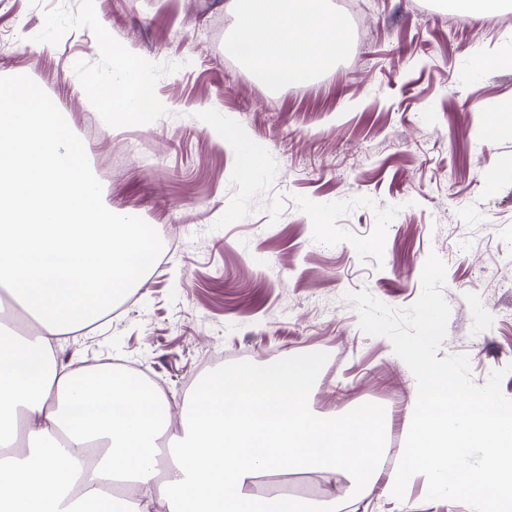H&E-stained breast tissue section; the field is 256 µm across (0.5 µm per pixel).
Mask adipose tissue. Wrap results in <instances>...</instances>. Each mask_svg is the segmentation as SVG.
Masks as SVG:
<instances>
[{"instance_id": "obj_1", "label": "adipose tissue", "mask_w": 512, "mask_h": 512, "mask_svg": "<svg viewBox=\"0 0 512 512\" xmlns=\"http://www.w3.org/2000/svg\"><path fill=\"white\" fill-rule=\"evenodd\" d=\"M229 4L239 23L230 49L270 86L306 82L346 50L342 19L313 0ZM83 93L144 126L161 107L146 65L124 54L112 59L111 82ZM222 141L243 180L261 171L264 148L248 134L228 123ZM157 261L137 218L100 205L42 91L26 86L19 103L0 85V286L39 322L0 321V512H313L300 495L257 494L256 478L312 472L367 485L380 476L383 408L312 418L317 367L289 358L203 379L174 438L175 468L157 483L168 399L125 368L74 370L62 357L65 334L110 313ZM94 444L103 452L83 469ZM115 482L137 497L110 495Z\"/></svg>"}]
</instances>
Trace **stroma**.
I'll return each instance as SVG.
<instances>
[{
	"mask_svg": "<svg viewBox=\"0 0 512 512\" xmlns=\"http://www.w3.org/2000/svg\"><path fill=\"white\" fill-rule=\"evenodd\" d=\"M224 2L0 0V84L42 88L101 204L134 214L162 248L137 296L67 351L77 366L146 369L176 417L205 352L224 351L228 368L312 359L316 415L375 402L383 447L403 448L414 381L345 294L409 307L437 255L451 307L439 356L467 355L479 385L512 363V126L482 138L489 109L512 96V65L498 62L512 0H324L346 53L279 89L231 52L238 19ZM117 46L164 103L150 127L107 125L82 98L87 80L111 77ZM227 121L266 150L252 180L220 139ZM346 490L338 482L330 504L312 495L315 512H469L427 499L420 474L400 502L381 481L358 500Z\"/></svg>",
	"mask_w": 512,
	"mask_h": 512,
	"instance_id": "stroma-1",
	"label": "stroma"
}]
</instances>
